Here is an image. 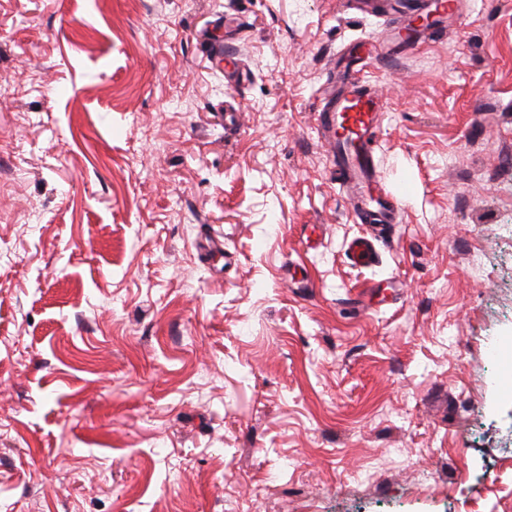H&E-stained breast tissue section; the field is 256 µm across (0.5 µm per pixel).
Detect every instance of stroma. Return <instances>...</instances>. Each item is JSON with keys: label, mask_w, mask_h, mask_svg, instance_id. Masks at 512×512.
<instances>
[{"label": "stroma", "mask_w": 512, "mask_h": 512, "mask_svg": "<svg viewBox=\"0 0 512 512\" xmlns=\"http://www.w3.org/2000/svg\"><path fill=\"white\" fill-rule=\"evenodd\" d=\"M348 0H0V512H512V0L319 111ZM223 43L247 71L230 82ZM328 112L336 146L338 173L355 192L360 219L388 222L397 199L382 186L378 162L371 149L386 112L383 95L360 77L353 78ZM394 201H392V200ZM378 235L372 233L355 237L350 240L346 254L349 260L358 266H370L377 259Z\"/></svg>", "instance_id": "1"}]
</instances>
